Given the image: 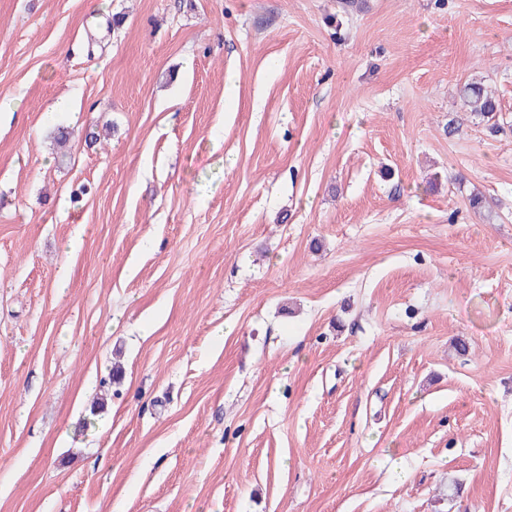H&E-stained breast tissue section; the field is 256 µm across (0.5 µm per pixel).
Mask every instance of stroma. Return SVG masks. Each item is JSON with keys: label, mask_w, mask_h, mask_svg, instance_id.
<instances>
[{"label": "stroma", "mask_w": 512, "mask_h": 512, "mask_svg": "<svg viewBox=\"0 0 512 512\" xmlns=\"http://www.w3.org/2000/svg\"><path fill=\"white\" fill-rule=\"evenodd\" d=\"M1 101L0 512H512V0H0ZM463 99L465 105L469 108L470 112L483 117H492L497 110V102L485 90V88L477 82H469L462 88Z\"/></svg>", "instance_id": "obj_1"}]
</instances>
